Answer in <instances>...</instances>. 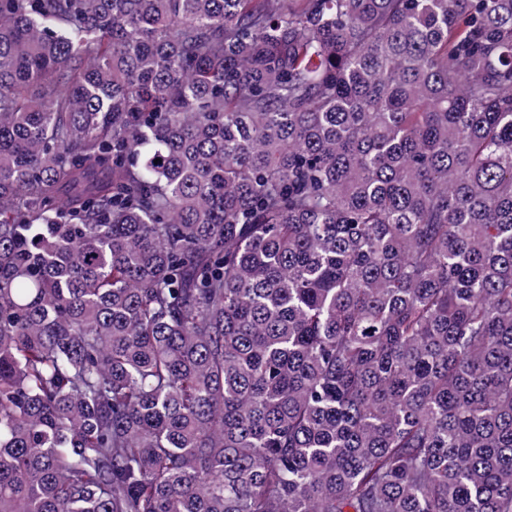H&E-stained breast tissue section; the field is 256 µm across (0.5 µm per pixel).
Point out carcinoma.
Masks as SVG:
<instances>
[{
	"instance_id": "1",
	"label": "carcinoma",
	"mask_w": 512,
	"mask_h": 512,
	"mask_svg": "<svg viewBox=\"0 0 512 512\" xmlns=\"http://www.w3.org/2000/svg\"><path fill=\"white\" fill-rule=\"evenodd\" d=\"M0 512H512V0H0Z\"/></svg>"
}]
</instances>
